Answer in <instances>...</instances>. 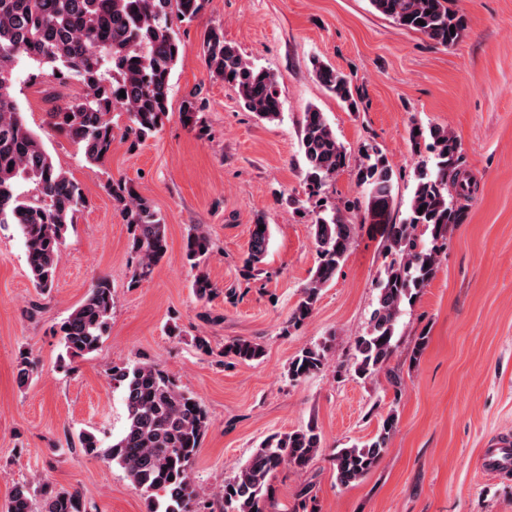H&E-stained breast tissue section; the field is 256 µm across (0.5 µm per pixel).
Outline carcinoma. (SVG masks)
Instances as JSON below:
<instances>
[{
    "instance_id": "obj_1",
    "label": "carcinoma",
    "mask_w": 512,
    "mask_h": 512,
    "mask_svg": "<svg viewBox=\"0 0 512 512\" xmlns=\"http://www.w3.org/2000/svg\"><path fill=\"white\" fill-rule=\"evenodd\" d=\"M379 13L398 25L420 32L448 46L463 30V18L451 0H370ZM206 0H0V224H14L26 249L34 287L52 288L61 245L68 226L86 204L79 183L57 168L43 141L23 122L12 95L13 71L24 57L47 64L58 80H74L79 91L49 112L53 130L83 150L92 166L105 162L112 149V113L124 112L129 124L122 136L135 147L154 136L169 112V82L181 55L174 21H193ZM202 54L208 71L231 85L240 104L261 120L280 117L281 101L276 76L246 60L238 48L224 40L221 27L204 32ZM316 78L348 110L356 111L357 93L343 72L318 59L312 61ZM125 97H120V91ZM200 105L191 93L183 104L184 125L200 126ZM430 139L435 165L419 164L414 170V190L406 218L393 222L394 172L379 150L365 154L356 178L365 188L361 223L381 233L392 255L377 281L376 307L368 332L355 341L353 364L359 379H369L387 366L395 349L396 325L402 307L418 297L432 280L439 263L441 241L448 225L465 219L461 200L470 185L456 166L457 141L445 128L410 131L420 143ZM300 149L305 164L309 196L323 187L345 164L347 153L323 112L310 106L303 113ZM32 185L19 191V183ZM112 200L128 226L131 250L137 257L133 279L151 276L168 250L166 224L153 203L123 179L108 182ZM251 231L249 262L263 261L269 244V225ZM430 231L431 245L416 234L418 226ZM318 264L293 309L288 323L298 326L313 313L319 294L332 282L346 260L356 224L338 207L314 212L312 218ZM210 239L202 233L187 237L186 256L197 268L210 253ZM193 289L199 300L214 293L209 277L198 272ZM112 285L96 278L82 302L60 324L59 334L67 354L84 356L98 349L112 315ZM333 339L307 347L289 363L291 381L320 371ZM264 355L262 346L237 338L224 343V356L252 362ZM35 365L23 355L17 364V381L23 386ZM112 385L121 389L127 423L121 436L106 448L89 432L79 433L83 453L119 465L127 479L144 496L147 512H197L192 477L203 436L209 426L205 406L175 379L149 362L111 368ZM397 425L391 412L375 435L333 457L336 482L349 486L365 478L381 462ZM320 449L313 425L276 434L263 441L249 459L224 477L219 490L221 512H267L270 479L281 467L306 468ZM4 512H87L76 491L22 482L13 485Z\"/></svg>"
}]
</instances>
